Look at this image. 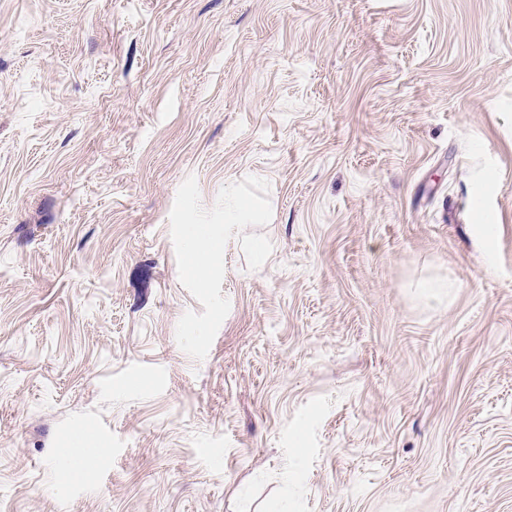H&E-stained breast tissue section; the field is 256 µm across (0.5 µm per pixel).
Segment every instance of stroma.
Returning <instances> with one entry per match:
<instances>
[{"mask_svg": "<svg viewBox=\"0 0 512 512\" xmlns=\"http://www.w3.org/2000/svg\"><path fill=\"white\" fill-rule=\"evenodd\" d=\"M190 175L273 211L201 360ZM283 506L512 512V0H0V512ZM91 437L83 432L77 431L73 435L72 446L74 448H66V452L72 454L75 449H79L86 463L91 464L96 462L97 459L103 458L108 454V448L104 446L94 445L92 448H88L91 444Z\"/></svg>", "mask_w": 512, "mask_h": 512, "instance_id": "stroma-1", "label": "stroma"}]
</instances>
